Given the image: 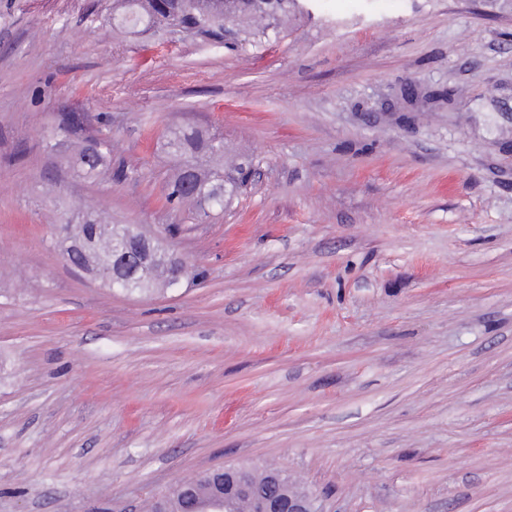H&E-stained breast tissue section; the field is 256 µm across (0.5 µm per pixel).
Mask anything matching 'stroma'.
Segmentation results:
<instances>
[{
    "mask_svg": "<svg viewBox=\"0 0 512 512\" xmlns=\"http://www.w3.org/2000/svg\"><path fill=\"white\" fill-rule=\"evenodd\" d=\"M113 3L0 0V512H141L227 465L323 512H512V5L306 0L241 48ZM187 126L253 165L196 222L165 200ZM85 204L190 279L68 267L49 239ZM80 115L76 112H63L58 116L57 123L49 132L45 143L47 149H54L62 141L78 136L83 131ZM98 150L89 154L84 148L76 157L74 165L79 174L87 178H96L105 171L112 154V140L109 136L100 133L91 139Z\"/></svg>",
    "mask_w": 512,
    "mask_h": 512,
    "instance_id": "1",
    "label": "stroma"
}]
</instances>
